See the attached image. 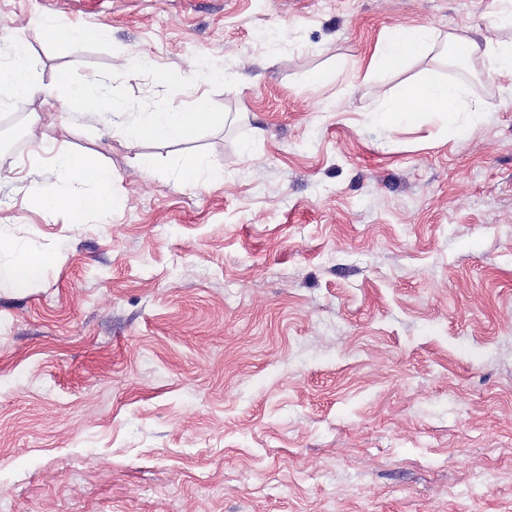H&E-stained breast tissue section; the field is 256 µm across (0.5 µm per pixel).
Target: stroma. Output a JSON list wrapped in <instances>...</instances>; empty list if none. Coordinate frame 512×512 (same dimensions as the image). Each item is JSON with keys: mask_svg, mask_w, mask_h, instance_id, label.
I'll use <instances>...</instances> for the list:
<instances>
[{"mask_svg": "<svg viewBox=\"0 0 512 512\" xmlns=\"http://www.w3.org/2000/svg\"><path fill=\"white\" fill-rule=\"evenodd\" d=\"M498 6L0 0L39 87L0 147V262H46L0 285V512H512V91L432 53L366 76L391 29L474 37ZM43 14L105 37L59 50ZM193 65L227 78L156 87ZM428 66L487 104L466 139L370 120ZM61 71L102 109L52 96ZM201 94L233 121L192 142L112 124ZM44 142L111 167L110 213L30 206ZM188 154L223 182L179 183ZM44 261L40 258H20L10 265H0V284L13 288H28L41 278Z\"/></svg>", "mask_w": 512, "mask_h": 512, "instance_id": "1", "label": "stroma"}]
</instances>
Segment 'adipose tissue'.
<instances>
[{
	"label": "adipose tissue",
	"mask_w": 512,
	"mask_h": 512,
	"mask_svg": "<svg viewBox=\"0 0 512 512\" xmlns=\"http://www.w3.org/2000/svg\"><path fill=\"white\" fill-rule=\"evenodd\" d=\"M502 7L491 15L481 39L456 34H441L427 26L397 27L379 43L367 63V74L376 77L405 69L411 61L432 51L452 53L462 67L481 59L482 74L493 82H512V41L495 38V31L512 24V0H501ZM39 29L45 40L64 49L95 42L102 38L101 27L63 25L54 17L41 16ZM35 90L34 63L28 55L24 38H17L10 56L0 58V107L29 98ZM53 92L76 111L96 112L101 106V90L74 82L67 73H59ZM484 103L473 97L461 82L444 79L432 69L421 71L393 95L378 100L373 117L389 126H418L427 121L439 123L450 135L464 139L484 116ZM112 112L128 142L166 141L183 143L193 140L200 130L224 125L227 114L213 111L207 100L197 99L183 111H126L116 103ZM52 163L63 183L62 188H40L30 196L31 206L46 214L68 212L72 223H83L91 212L106 213L114 205L111 168L91 158L60 147L52 152Z\"/></svg>",
	"instance_id": "1"
}]
</instances>
